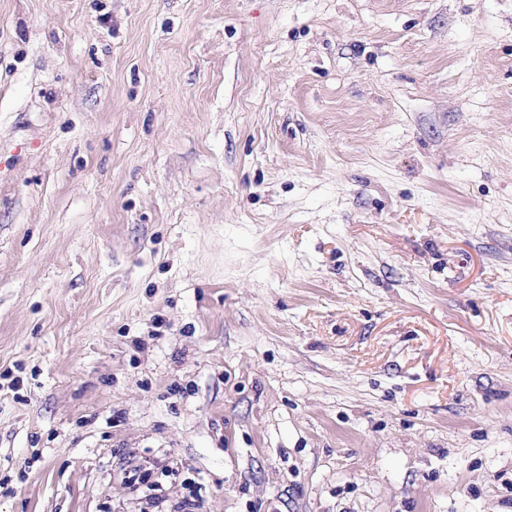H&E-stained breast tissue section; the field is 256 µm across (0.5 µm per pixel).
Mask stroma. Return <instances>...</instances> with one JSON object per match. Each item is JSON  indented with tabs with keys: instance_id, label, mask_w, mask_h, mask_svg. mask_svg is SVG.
I'll return each mask as SVG.
<instances>
[{
	"instance_id": "stroma-1",
	"label": "stroma",
	"mask_w": 512,
	"mask_h": 512,
	"mask_svg": "<svg viewBox=\"0 0 512 512\" xmlns=\"http://www.w3.org/2000/svg\"><path fill=\"white\" fill-rule=\"evenodd\" d=\"M512 512V0H0V512Z\"/></svg>"
}]
</instances>
